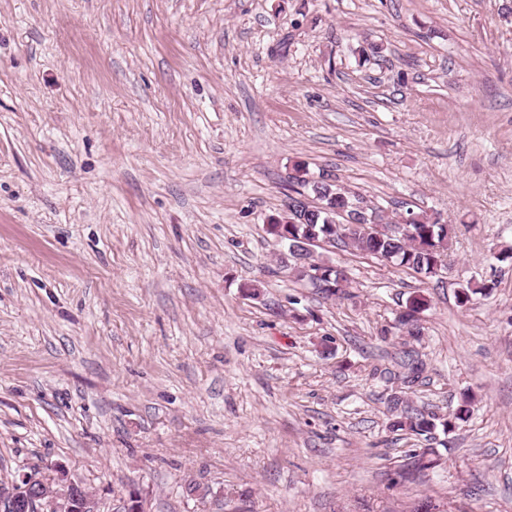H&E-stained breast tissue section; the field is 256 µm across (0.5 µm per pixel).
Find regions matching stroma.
I'll use <instances>...</instances> for the list:
<instances>
[{"label":"stroma","instance_id":"1","mask_svg":"<svg viewBox=\"0 0 512 512\" xmlns=\"http://www.w3.org/2000/svg\"><path fill=\"white\" fill-rule=\"evenodd\" d=\"M509 5L0 0V482L62 463L101 512L132 484L149 512H512ZM298 163L453 225L441 279L349 248V298L288 277L264 226ZM470 282L494 289L460 305ZM396 396L470 417L412 436ZM426 299L422 295L411 297L406 303V311L399 316L400 326H408V334L411 336H421L423 327L418 317L419 312L426 307Z\"/></svg>","mask_w":512,"mask_h":512}]
</instances>
